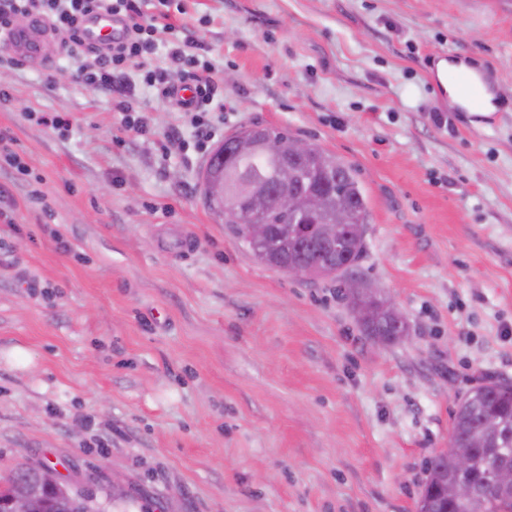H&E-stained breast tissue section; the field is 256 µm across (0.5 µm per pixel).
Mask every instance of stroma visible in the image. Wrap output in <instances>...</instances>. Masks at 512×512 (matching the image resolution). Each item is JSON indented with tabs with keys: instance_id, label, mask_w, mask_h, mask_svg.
Segmentation results:
<instances>
[{
	"instance_id": "stroma-1",
	"label": "stroma",
	"mask_w": 512,
	"mask_h": 512,
	"mask_svg": "<svg viewBox=\"0 0 512 512\" xmlns=\"http://www.w3.org/2000/svg\"><path fill=\"white\" fill-rule=\"evenodd\" d=\"M183 4L220 136L259 123L354 169L358 272L409 334L375 342L335 284L254 260L200 195L191 115L138 69L148 136L63 61L0 62L23 163L0 162V481L50 458L101 502L120 477L109 512H416L457 398L512 381V0ZM442 59L505 110L453 107Z\"/></svg>"
}]
</instances>
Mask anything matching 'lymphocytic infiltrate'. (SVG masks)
<instances>
[{
    "label": "lymphocytic infiltrate",
    "instance_id": "f902f5d3",
    "mask_svg": "<svg viewBox=\"0 0 512 512\" xmlns=\"http://www.w3.org/2000/svg\"><path fill=\"white\" fill-rule=\"evenodd\" d=\"M98 10L121 16L125 22L124 37L105 48L84 45L81 39L84 17ZM31 16L48 20L63 37L66 58L79 63L77 81L117 93L114 107L122 128L140 133L149 129L148 116L135 113L128 100L127 69L134 65L143 69L144 84L166 99L176 85L191 83L192 99L179 102L178 107L195 115L197 149H206L215 137V128L204 114L213 102L216 80L212 68L199 62L195 53L198 41L173 25L157 26L155 15L146 13L140 0H0V45L11 23ZM161 42L168 47L170 66L149 69L148 63Z\"/></svg>",
    "mask_w": 512,
    "mask_h": 512
}]
</instances>
